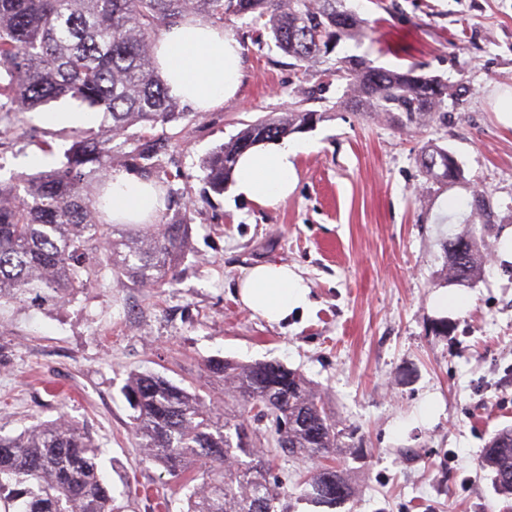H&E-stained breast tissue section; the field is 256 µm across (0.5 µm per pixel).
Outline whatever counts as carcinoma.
Listing matches in <instances>:
<instances>
[{
    "mask_svg": "<svg viewBox=\"0 0 512 512\" xmlns=\"http://www.w3.org/2000/svg\"><path fill=\"white\" fill-rule=\"evenodd\" d=\"M190 14L266 20L275 47L313 72L341 42L364 33V21L346 0H0V146L11 138L19 113L70 99L98 112V127L68 136L63 160L35 174L0 180V304L21 309L60 307L89 288L97 274L90 254L103 246L112 265L143 286L177 280L189 249L187 224H108L101 186L112 172V143L126 136L132 164L148 170L152 149L130 127L154 129L180 119L177 102L156 72L151 47L162 28ZM344 97L360 112H382L396 125L434 121L448 102L465 96L461 84L437 76L376 67L361 56L336 59ZM314 110L259 119L205 162L206 180L224 191L237 157L257 143L279 140L320 120ZM442 148L422 153L428 176L453 183ZM475 224H495L485 192L468 202ZM448 239V265L458 280L474 278L475 250L457 253ZM211 376L224 381L233 402L215 412L196 391L159 375L129 377L124 394L134 410L136 443L151 451L174 478L185 481L181 512H288L283 491L270 481V465L254 457L266 441L272 456L301 455L320 462L302 497L336 509L355 494L347 469L332 464L347 447L345 430L308 380L280 363L240 364L211 358ZM102 450L77 424L42 421L18 435L0 434V512H115L100 472ZM481 463L497 489L512 496V428L496 433ZM202 479L199 485L193 481Z\"/></svg>",
    "mask_w": 512,
    "mask_h": 512,
    "instance_id": "carcinoma-1",
    "label": "carcinoma"
}]
</instances>
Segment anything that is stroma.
<instances>
[{"mask_svg":"<svg viewBox=\"0 0 512 512\" xmlns=\"http://www.w3.org/2000/svg\"><path fill=\"white\" fill-rule=\"evenodd\" d=\"M368 23L365 37L337 55L367 57L392 70L419 66L467 86L445 120L394 125L345 107L344 81L297 69L262 23L224 21L241 42L238 96L202 114L180 105L166 127L150 178L167 199L162 224H186L191 248L174 285L141 286L104 254L98 280L60 309L0 316V432L42 421H74L99 443L119 512H180L184 490L146 457L132 434L122 390L150 371L196 387L215 410L224 385L207 377L210 357L277 362L301 372L351 431L339 459L356 493L337 512H512L483 450L512 426V134L493 110L512 88V0H347ZM320 120L296 132L306 143L288 199L257 207L215 193L204 160L246 124L283 117L299 101ZM65 128L25 114L0 147V178L58 165ZM451 152L462 176L429 178L426 147ZM499 215L489 237L464 220L472 189ZM477 238L480 273L448 269L449 236ZM294 267L310 306L270 325L236 296L242 269ZM447 294V307L435 304ZM307 459L276 460L274 476L292 512H320L302 500Z\"/></svg>","mask_w":512,"mask_h":512,"instance_id":"35a3bbf8","label":"stroma"}]
</instances>
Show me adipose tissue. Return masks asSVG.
<instances>
[{
	"instance_id": "1",
	"label": "adipose tissue",
	"mask_w": 512,
	"mask_h": 512,
	"mask_svg": "<svg viewBox=\"0 0 512 512\" xmlns=\"http://www.w3.org/2000/svg\"><path fill=\"white\" fill-rule=\"evenodd\" d=\"M242 47L234 34L204 16L193 15L165 28L152 46L154 66L170 95L208 112L236 97L242 78ZM295 140L261 143L245 151L232 172L234 196L259 207L285 200L297 185ZM105 210L115 224H153L162 206L155 182L128 172L108 178ZM310 290L291 267L257 264L238 282L241 303L268 323L286 321L310 305Z\"/></svg>"
}]
</instances>
